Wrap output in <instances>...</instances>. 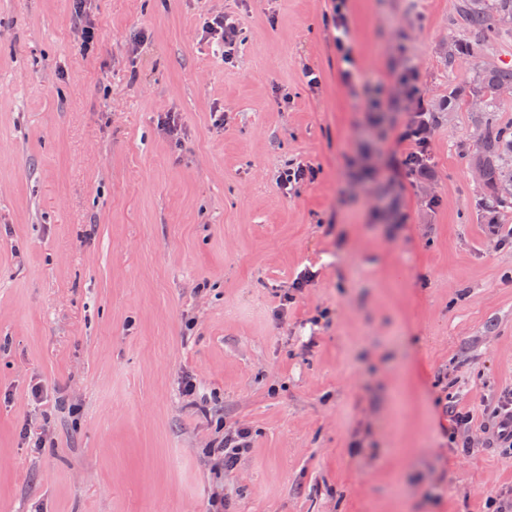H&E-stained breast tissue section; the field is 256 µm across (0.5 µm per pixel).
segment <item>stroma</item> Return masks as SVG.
<instances>
[{
	"label": "stroma",
	"mask_w": 512,
	"mask_h": 512,
	"mask_svg": "<svg viewBox=\"0 0 512 512\" xmlns=\"http://www.w3.org/2000/svg\"><path fill=\"white\" fill-rule=\"evenodd\" d=\"M454 3L347 0L348 64L330 0H88L87 52L70 0H0V512L512 496L482 431L512 390V214H478L476 115L448 102L512 37L449 64ZM420 100L445 106L428 179L400 166ZM291 165L314 178L284 189ZM206 29L217 45L222 48L225 61L232 59L236 44L241 41L242 28L234 22L224 20V16H217L212 21L206 22ZM216 36V37H214ZM246 448H250V433L247 429L239 428L224 434L219 446L213 448L216 465L232 470Z\"/></svg>",
	"instance_id": "obj_1"
}]
</instances>
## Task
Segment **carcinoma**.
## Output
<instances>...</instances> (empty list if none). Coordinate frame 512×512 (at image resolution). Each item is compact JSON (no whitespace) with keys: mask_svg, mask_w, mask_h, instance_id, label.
Returning <instances> with one entry per match:
<instances>
[{"mask_svg":"<svg viewBox=\"0 0 512 512\" xmlns=\"http://www.w3.org/2000/svg\"><path fill=\"white\" fill-rule=\"evenodd\" d=\"M455 7L462 26L486 41H497L509 36L512 31L501 28L495 23V17L512 14V0H456ZM474 48L470 43L454 34L448 36V64L471 57ZM512 90V65H489L478 68L472 81L460 86L448 87V103H467L476 90L485 94L484 107L479 112V125L484 131L481 153L477 156L465 154L468 164L479 167L482 172V186L486 190L477 202L479 211L487 214L512 211V124L500 122L494 115L500 101L499 90ZM431 168L428 152L410 157L405 170L418 174Z\"/></svg>","mask_w":512,"mask_h":512,"instance_id":"carcinoma-1","label":"carcinoma"}]
</instances>
